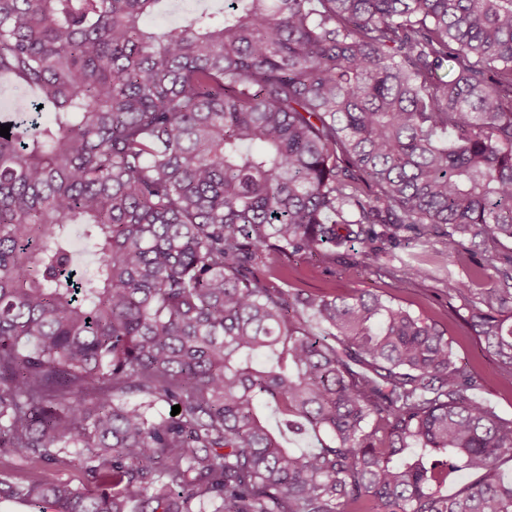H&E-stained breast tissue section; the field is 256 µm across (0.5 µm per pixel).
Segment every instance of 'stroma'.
I'll use <instances>...</instances> for the list:
<instances>
[{
  "label": "stroma",
  "mask_w": 512,
  "mask_h": 512,
  "mask_svg": "<svg viewBox=\"0 0 512 512\" xmlns=\"http://www.w3.org/2000/svg\"><path fill=\"white\" fill-rule=\"evenodd\" d=\"M463 243L461 253L451 255L433 235L393 241L387 243L376 267L361 264L350 247L340 248L332 261L290 260L271 255L258 264L256 276L262 283L269 284L284 273L289 283L317 295L349 297L359 292L378 293L438 323L448 337L456 362L469 365L481 374L483 385L476 391V398L487 402L499 415L512 419V375L499 369L492 353L483 341L471 334L467 325L477 297L473 294L461 297L448 291L450 283L465 276L482 249L495 248L512 255V243L505 241L496 245L488 240L480 246L468 237ZM415 255L422 259L426 276L407 287L394 288L389 267L400 265Z\"/></svg>",
  "instance_id": "obj_1"
}]
</instances>
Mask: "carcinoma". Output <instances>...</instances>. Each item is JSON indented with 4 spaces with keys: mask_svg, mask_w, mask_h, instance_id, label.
I'll return each instance as SVG.
<instances>
[{
    "mask_svg": "<svg viewBox=\"0 0 512 512\" xmlns=\"http://www.w3.org/2000/svg\"><path fill=\"white\" fill-rule=\"evenodd\" d=\"M165 2L0 0V77L35 108L0 115V504L512 512V419L443 331L255 277L349 243L374 265L378 225L512 241V0H224L158 29ZM490 270L468 324L512 373V255L454 290ZM73 462L88 486L13 474ZM450 464L476 475L451 496Z\"/></svg>",
    "mask_w": 512,
    "mask_h": 512,
    "instance_id": "1",
    "label": "carcinoma"
}]
</instances>
